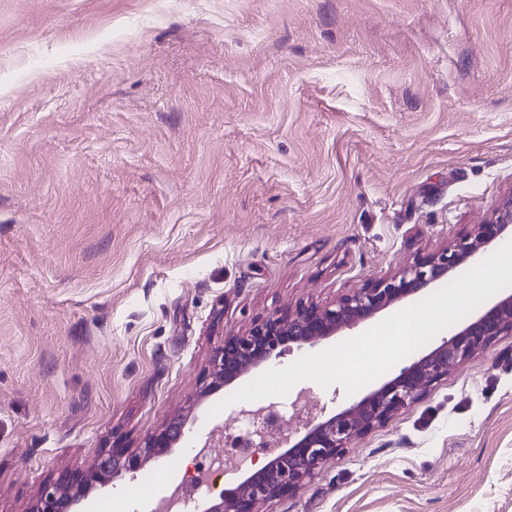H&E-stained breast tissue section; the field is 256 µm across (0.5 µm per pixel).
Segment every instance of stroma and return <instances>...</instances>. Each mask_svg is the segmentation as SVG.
Here are the masks:
<instances>
[{
	"label": "stroma",
	"instance_id": "stroma-1",
	"mask_svg": "<svg viewBox=\"0 0 512 512\" xmlns=\"http://www.w3.org/2000/svg\"><path fill=\"white\" fill-rule=\"evenodd\" d=\"M511 192L512 0H0V512ZM264 512H512V336Z\"/></svg>",
	"mask_w": 512,
	"mask_h": 512
}]
</instances>
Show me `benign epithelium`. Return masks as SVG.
<instances>
[{
    "instance_id": "benign-epithelium-1",
    "label": "benign epithelium",
    "mask_w": 512,
    "mask_h": 512,
    "mask_svg": "<svg viewBox=\"0 0 512 512\" xmlns=\"http://www.w3.org/2000/svg\"><path fill=\"white\" fill-rule=\"evenodd\" d=\"M506 236L512 237V193L470 232L439 248L418 252L412 262L393 274L353 288L330 305L301 304L284 316L256 322L244 333L225 336L212 350L197 397L186 412L170 417L137 447L115 445L96 455L87 469L45 484L30 512H85V503L97 487L107 486L123 474L133 477L151 460L185 444L192 433L196 409L213 394L279 358L292 345L314 346L428 292ZM506 334H512L511 292L499 296L440 345L347 407L328 413L326 405L315 402L301 418V431L295 436L271 437L280 431L282 416L277 405L241 406L237 417L250 424L245 433L226 437L224 430L214 429L195 446L197 461L205 449L216 445L229 448L230 456H243L247 464L236 469L241 480L235 487L220 491L210 482L194 512H262L263 505L295 495L318 475L327 460L342 456L352 440L386 424L447 378L450 371ZM200 485L199 472L195 471L176 485L173 495L183 494L182 504L186 505L194 500Z\"/></svg>"
}]
</instances>
